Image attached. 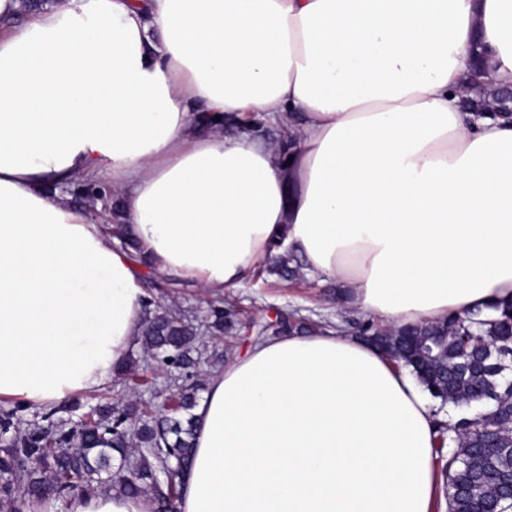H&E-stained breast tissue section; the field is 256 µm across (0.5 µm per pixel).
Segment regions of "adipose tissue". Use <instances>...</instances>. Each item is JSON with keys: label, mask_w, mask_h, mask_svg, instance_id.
<instances>
[{"label": "adipose tissue", "mask_w": 512, "mask_h": 512, "mask_svg": "<svg viewBox=\"0 0 512 512\" xmlns=\"http://www.w3.org/2000/svg\"><path fill=\"white\" fill-rule=\"evenodd\" d=\"M512 0H0V399L101 389L143 265L220 292L278 253L378 324L512 300ZM232 113L287 126L290 160ZM105 177L143 261L73 205ZM179 512H432L435 415L365 340L252 342L196 410ZM113 491L36 512H154Z\"/></svg>", "instance_id": "adipose-tissue-1"}]
</instances>
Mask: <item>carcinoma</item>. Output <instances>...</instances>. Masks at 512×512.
Listing matches in <instances>:
<instances>
[{"label":"carcinoma","mask_w":512,"mask_h":512,"mask_svg":"<svg viewBox=\"0 0 512 512\" xmlns=\"http://www.w3.org/2000/svg\"><path fill=\"white\" fill-rule=\"evenodd\" d=\"M302 269L297 256L284 253L256 275L293 281ZM241 327V311L232 302L212 307L206 320L214 338L234 335ZM318 327L279 311L266 334L310 333ZM358 334L411 369L432 397L464 413L435 425L434 451L442 464L448 512H512V494L497 483L512 473V303L493 306L491 314L454 315L435 325L380 328L366 321ZM140 341L161 368L187 380L177 412L188 417L158 414L151 400L139 406L118 400L96 405L76 430L36 425L21 432L14 413L0 414V473L7 476L0 485V512H27L45 497L63 499L74 491L113 490L151 498L155 512H176V479L195 448L197 418L191 410L203 390L190 379L198 359L219 366L223 352L207 349L194 320L175 311L147 315ZM32 457L38 461L34 468L28 467ZM17 471L25 473L20 484L8 479Z\"/></svg>","instance_id":"obj_1"}]
</instances>
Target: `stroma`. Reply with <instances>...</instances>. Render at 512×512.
I'll use <instances>...</instances> for the list:
<instances>
[{
    "mask_svg": "<svg viewBox=\"0 0 512 512\" xmlns=\"http://www.w3.org/2000/svg\"><path fill=\"white\" fill-rule=\"evenodd\" d=\"M142 277L152 308L158 312L180 308L202 317L210 305L221 298L236 300L243 315L261 321L267 320L275 311L285 309L346 332L351 321L357 318L356 312L337 303L335 289L304 274L288 283L265 282L252 277L238 287L225 289L217 297L178 284L172 277L152 269L143 270Z\"/></svg>",
    "mask_w": 512,
    "mask_h": 512,
    "instance_id": "1",
    "label": "stroma"
}]
</instances>
